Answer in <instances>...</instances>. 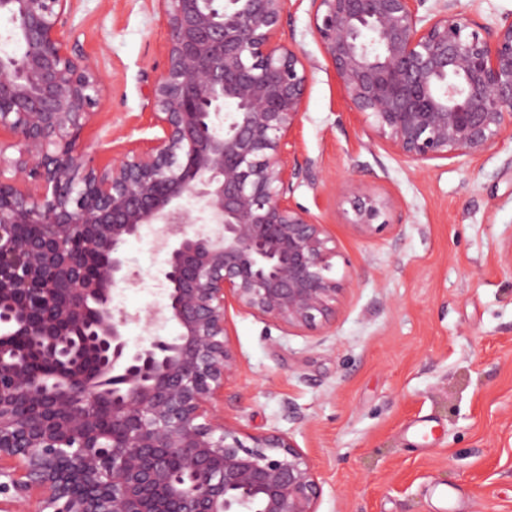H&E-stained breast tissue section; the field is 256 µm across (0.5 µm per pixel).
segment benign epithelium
<instances>
[{"instance_id": "1", "label": "benign epithelium", "mask_w": 512, "mask_h": 512, "mask_svg": "<svg viewBox=\"0 0 512 512\" xmlns=\"http://www.w3.org/2000/svg\"><path fill=\"white\" fill-rule=\"evenodd\" d=\"M73 2L0 0L22 47L0 60V494L33 512H317L293 439L247 446L216 408L237 369L230 305L311 329L343 292L332 236L294 202L314 65L281 38L287 0H155V133L99 164L78 151L104 80L69 37ZM425 2L311 0L350 111L419 169L512 135V16L488 27ZM348 202L361 237L397 207L360 189ZM147 224L162 225L168 302L131 314L113 292L132 283L125 246ZM140 321L176 334L132 348Z\"/></svg>"}]
</instances>
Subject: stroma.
<instances>
[{
  "instance_id": "stroma-1",
  "label": "stroma",
  "mask_w": 512,
  "mask_h": 512,
  "mask_svg": "<svg viewBox=\"0 0 512 512\" xmlns=\"http://www.w3.org/2000/svg\"><path fill=\"white\" fill-rule=\"evenodd\" d=\"M68 28L105 79L79 141L98 162L120 153L118 132L150 136L167 31L153 0H76ZM282 38L314 64L294 141L330 185L301 183L294 200L327 224L345 291L314 330L230 309L224 417L294 440L322 489L317 512H512V138L415 169L349 114L310 0H290ZM356 187L398 203L368 238L348 223ZM156 235L143 228L125 249L135 282L114 303L132 313L167 302Z\"/></svg>"
}]
</instances>
